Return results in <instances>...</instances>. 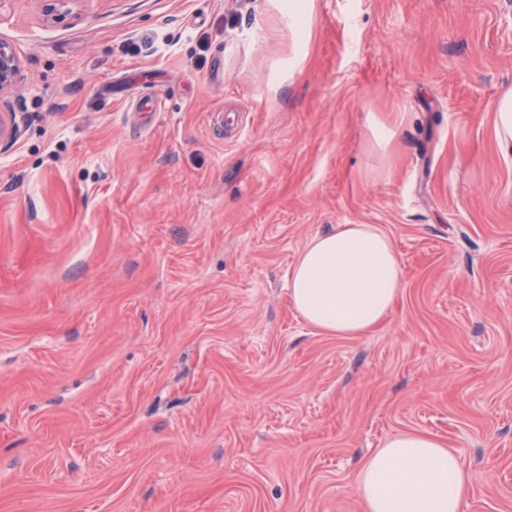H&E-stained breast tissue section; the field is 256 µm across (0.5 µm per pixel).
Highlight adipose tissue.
I'll use <instances>...</instances> for the list:
<instances>
[{
  "instance_id": "adipose-tissue-1",
  "label": "adipose tissue",
  "mask_w": 512,
  "mask_h": 512,
  "mask_svg": "<svg viewBox=\"0 0 512 512\" xmlns=\"http://www.w3.org/2000/svg\"><path fill=\"white\" fill-rule=\"evenodd\" d=\"M401 290L389 236L368 224H340L314 237L292 271L295 308L315 329L359 336L379 325ZM471 476L435 438L403 433L363 465L357 491L365 512H461Z\"/></svg>"
}]
</instances>
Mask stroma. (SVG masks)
<instances>
[{
    "instance_id": "35a3bbf8",
    "label": "stroma",
    "mask_w": 512,
    "mask_h": 512,
    "mask_svg": "<svg viewBox=\"0 0 512 512\" xmlns=\"http://www.w3.org/2000/svg\"><path fill=\"white\" fill-rule=\"evenodd\" d=\"M0 44V512H364L403 432L512 512V0H0ZM339 224L402 270L360 336L288 290ZM20 66L15 52L0 45V145L9 146L17 140L19 128L15 112L4 104L2 97L11 92L19 81ZM492 120L497 145L504 157L512 155V88L503 91L495 104Z\"/></svg>"
}]
</instances>
